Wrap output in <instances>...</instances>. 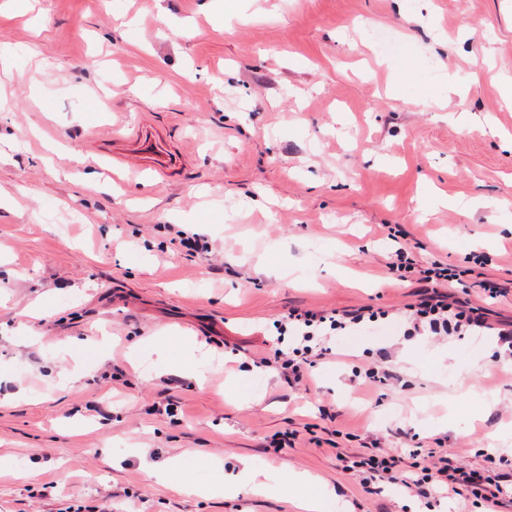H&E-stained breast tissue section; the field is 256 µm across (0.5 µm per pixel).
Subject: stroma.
Returning a JSON list of instances; mask_svg holds the SVG:
<instances>
[{"instance_id":"obj_1","label":"stroma","mask_w":512,"mask_h":512,"mask_svg":"<svg viewBox=\"0 0 512 512\" xmlns=\"http://www.w3.org/2000/svg\"><path fill=\"white\" fill-rule=\"evenodd\" d=\"M203 1L0 0V512H483L345 465L417 445L512 459L494 337L406 335L418 288L391 278L387 237L512 319V0ZM142 123L170 176L107 162L134 164L112 136ZM361 306L390 317L332 336L307 383L265 366L288 311ZM383 347L397 387L355 386ZM168 398L181 411L153 413ZM170 458L194 492L154 477ZM244 461L314 482L228 496ZM174 240H178L179 245L186 248L188 251L200 254L212 253V246L210 245L207 236L204 234H189L188 232L179 229L176 231V238Z\"/></svg>"}]
</instances>
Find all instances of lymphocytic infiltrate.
<instances>
[{
  "instance_id": "f902f5d3",
  "label": "lymphocytic infiltrate",
  "mask_w": 512,
  "mask_h": 512,
  "mask_svg": "<svg viewBox=\"0 0 512 512\" xmlns=\"http://www.w3.org/2000/svg\"><path fill=\"white\" fill-rule=\"evenodd\" d=\"M397 261L391 271L398 280L417 277L420 283L417 302L407 305L402 314L407 324V335L468 336L476 330L488 328L483 309L467 306L455 295L445 292V284L460 281L459 270L432 263L431 267L417 268L406 247L396 251ZM387 311L368 307L342 312H313L292 310L277 325L280 333L295 330L298 343L288 350H275L273 364L284 376L302 381L317 359L331 354V347L319 344L318 339L333 332L354 333L371 323L387 318ZM412 457L426 456L430 462L407 471L401 466V457L383 453L371 454L351 461L350 470L363 473L364 483L387 481L404 487L416 496L428 499L439 495L462 498L474 497L483 501L486 512H502L512 507V471L491 473L462 465L453 455L441 448L412 449Z\"/></svg>"
}]
</instances>
